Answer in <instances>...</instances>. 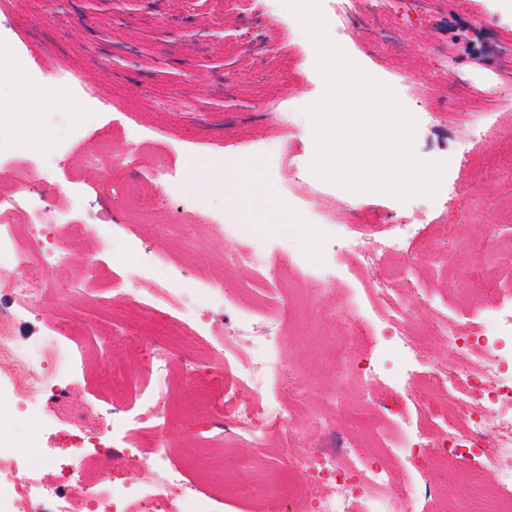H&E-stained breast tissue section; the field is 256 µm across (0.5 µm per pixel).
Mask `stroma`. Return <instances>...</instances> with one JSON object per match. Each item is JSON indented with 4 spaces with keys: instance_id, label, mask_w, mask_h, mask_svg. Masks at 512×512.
<instances>
[{
    "instance_id": "1",
    "label": "stroma",
    "mask_w": 512,
    "mask_h": 512,
    "mask_svg": "<svg viewBox=\"0 0 512 512\" xmlns=\"http://www.w3.org/2000/svg\"><path fill=\"white\" fill-rule=\"evenodd\" d=\"M353 8L354 27L332 23L329 35L365 73L393 89L415 118L416 155L446 162L435 198L403 202L381 191L355 193L311 173L315 143L304 109L323 96L325 85L313 44L280 0H0V35L9 51H24L28 58L27 68L0 77V100L37 103L34 134L65 141L56 158L17 167L13 161L25 158V144L0 136V192L24 184L46 205L66 203L69 215L50 226L48 239L65 244L70 274L88 280L68 295L72 315L86 322L83 332L54 331L62 310L51 266L44 269L36 306L15 321L19 346L56 341L66 375L42 374L21 391L0 375V446L29 448L22 466L40 485L44 512H59L68 502L81 508L82 486L94 484L101 472L124 481L120 462L128 445L104 434L105 420L113 413L134 429L156 406L166 411L173 434L171 464L184 470L199 495H214L212 512H277L269 501L268 476L292 481L301 466L282 457L275 426L261 427L253 437L224 428L219 343L237 317L211 297V280H223L241 306L284 307L273 359L309 378L303 410L294 420L295 438L305 448L325 443V434L310 421L333 414L336 398L349 406L371 403L393 429L417 422L415 396L394 378L400 357L378 309L366 305L370 334L350 352L343 347L346 322L328 317L330 307L350 293H364L379 275L353 263L355 222L417 216L401 255L419 267V278L379 275L407 308L408 333L429 339L417 370L467 361L465 353H449L447 337L431 334L430 304L465 334L480 331L489 311L512 315V173L486 179L488 147L472 135L473 125L488 123L512 139V56L501 51L512 41V16L493 0H355ZM247 25L268 35L262 51L241 42ZM62 69L76 70L96 92L84 119L73 112L74 103L86 100L84 93L56 82ZM405 73L416 75L417 85L400 86ZM74 128L80 132L76 140L68 137ZM103 144L118 155L145 146L139 168L115 167L110 177L120 185L136 182L147 198L167 197L168 206L154 213L158 232L126 222L122 195L100 192V172L84 159ZM243 157L256 160L257 176L238 183L246 202L238 214L240 233L273 263L292 270L265 285L252 283L246 269L225 267L214 250L223 225L180 221L193 202L209 211L227 208L222 192L191 187L190 163L222 164L231 172ZM158 159L176 168L181 180L154 178L150 169ZM312 194L322 213L309 209ZM280 202L287 213L277 212ZM73 222L87 225L83 237H71ZM443 224L459 225L458 238L442 239ZM311 234L318 241L314 253L305 243ZM131 244L137 253L157 256L156 269L122 260ZM435 250L454 258L431 268ZM154 279L196 295L195 312L216 345L214 354L202 358L179 337L165 338L174 356L161 380L147 376L146 333L130 324L137 302L127 295ZM370 361L380 366L379 379H362ZM111 364L139 380V388H112L106 381ZM190 368L200 380L192 391L182 382ZM333 416L349 443L372 452L374 441L365 428L351 427L345 415ZM245 461L257 490L251 501L235 492ZM475 466L496 485L498 474L479 448L466 459H449L444 470L431 455L403 456L396 480L418 483L403 503L405 512H434L437 495L468 499L466 474Z\"/></svg>"
}]
</instances>
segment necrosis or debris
<instances>
[{"mask_svg":"<svg viewBox=\"0 0 512 512\" xmlns=\"http://www.w3.org/2000/svg\"><path fill=\"white\" fill-rule=\"evenodd\" d=\"M47 214L37 204L26 187L0 194V270L21 266L26 275L13 285L19 309H26L36 300L35 286L43 279L46 264H55L65 270V248L60 244L40 245L37 256L16 251L13 235L26 234L39 238L45 228ZM410 229L408 221L391 225L389 232L370 224L357 229L354 257L360 267L377 269L388 264L398 275L411 271L410 264L397 265L393 259L401 250V240ZM369 297L378 306L389 310V325L397 349L403 357L407 371L404 388L418 395H426L437 383H445L455 393V410L448 418V432L438 450L441 457H461L469 448L491 449L497 461L500 488L495 497L475 500L466 512H512V375H500L489 380L487 369L498 356L496 339L512 335V318L501 319L498 313L486 315L487 330L483 354L472 360L467 370L448 366L437 367L434 372L420 373L412 368L419 357L422 344L409 336L405 329L406 311L394 296L392 289L381 281L371 283ZM176 300L182 317L178 322L185 336L204 349L212 344L206 330L194 315L191 301L186 296H172L169 289L155 286L150 298L139 305L143 317H151L156 302ZM263 333L252 340L251 353L246 360H238L240 344L236 337L224 339V382L227 387H248L253 402L232 405L229 417L238 431L255 434L263 423L255 401L268 395V386L274 367L267 350L279 340L282 333L281 314L262 310ZM13 313H0V372L8 375L14 388L26 386L34 371L58 367L59 353L42 345L28 350L19 349L12 336ZM275 418L287 434L284 456L302 459L305 469L302 483L313 503V512H403L400 497L391 474L377 457L349 450L331 421H322L328 434L326 444L319 448H300L295 444L294 413L290 408L276 411ZM155 484L136 483L117 487L107 483L91 486L87 497L94 503V512H170L172 496H179L181 512H201L199 498L187 486L183 471L168 464L167 451L155 449ZM24 448H0V503L9 502L14 512H43L37 507L32 484L20 470Z\"/></svg>","mask_w":512,"mask_h":512,"instance_id":"necrosis-or-debris-1","label":"necrosis or debris"}]
</instances>
